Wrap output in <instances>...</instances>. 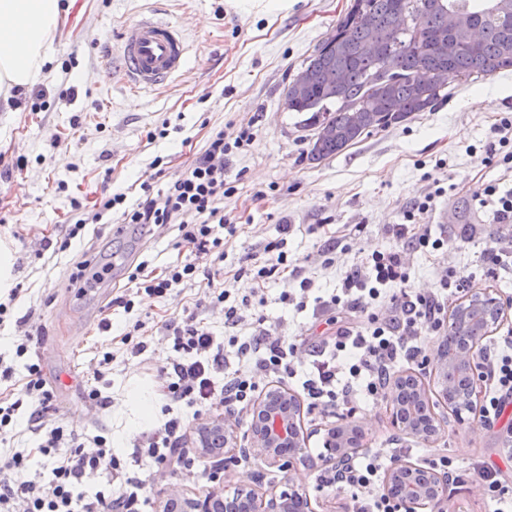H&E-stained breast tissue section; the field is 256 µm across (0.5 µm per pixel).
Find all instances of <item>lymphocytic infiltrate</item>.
<instances>
[{
	"label": "lymphocytic infiltrate",
	"instance_id": "f902f5d3",
	"mask_svg": "<svg viewBox=\"0 0 512 512\" xmlns=\"http://www.w3.org/2000/svg\"><path fill=\"white\" fill-rule=\"evenodd\" d=\"M254 138L249 125L240 128L231 142L226 141L223 130H212L194 160L164 189L157 191L150 182H142L143 197L135 205H127L122 192L101 197L89 211L79 200H72L75 220L59 252L69 250L87 225L101 223L116 209L121 212L122 223L143 233L166 224L177 225L179 235L172 247H191L193 258L170 263L158 273L149 271L147 262L142 261L128 279L135 282V292L158 297L180 294L198 278L203 263L215 265L224 260V237L237 231L222 208L225 196L234 191L228 179L229 161ZM434 203V195H426L404 211L401 223L388 225V233L401 241V249L373 251L362 267L347 272L340 292L313 296V279L303 276L300 266L288 264L291 227L282 224L276 238L263 247L264 262L252 268L254 287L249 293L235 296L225 288L209 291L204 297L206 305L223 309L224 325L233 329V336L214 335L191 315L166 321L164 328L176 356L159 370L154 390L185 403L187 410L152 421L137 435L131 453L135 467L131 470L121 468L119 460L112 458L105 437L87 435L69 428L61 418L49 417L53 395L45 387L39 364L31 360L30 336H21L15 355L25 359L27 374L18 399L0 395V443L11 440L22 424L37 445L0 457V512H137L139 493L147 478L194 466L195 458L185 454L180 440L203 414L219 407H247L258 390L257 376H269L280 383L297 374L303 346L278 336L263 314L248 319L241 313L266 280L277 273H291L297 284L296 289L280 294L282 304L299 311L314 307L336 328L335 336L310 351L312 358L302 383L304 396L331 415L352 414L360 403L377 400L403 367L422 358L423 337L443 335L448 301L467 286L464 276L442 262L436 267V288L421 293L408 286L406 255L438 258L448 244L430 225L419 221ZM349 317L356 319V329L339 327V320ZM232 361L237 364L233 370L228 367ZM483 366L480 418L492 425L512 405V336L503 337L485 355ZM37 455L44 457L50 479L31 473L28 462ZM105 458L112 466L113 481L120 485L119 492L79 494L78 486L96 474ZM383 468L381 455L373 452L353 459L344 473L323 476L322 484L345 489L352 512H401V502L384 491L380 481Z\"/></svg>",
	"mask_w": 512,
	"mask_h": 512
}]
</instances>
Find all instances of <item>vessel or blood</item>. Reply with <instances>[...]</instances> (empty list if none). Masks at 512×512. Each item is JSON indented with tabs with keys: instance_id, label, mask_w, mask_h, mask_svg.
Masks as SVG:
<instances>
[{
	"instance_id": "b4317fda",
	"label": "vessel or blood",
	"mask_w": 512,
	"mask_h": 512,
	"mask_svg": "<svg viewBox=\"0 0 512 512\" xmlns=\"http://www.w3.org/2000/svg\"><path fill=\"white\" fill-rule=\"evenodd\" d=\"M187 53L181 29L153 16L129 24L118 39L123 74L136 89L159 88L179 77Z\"/></svg>"
}]
</instances>
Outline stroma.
Listing matches in <instances>:
<instances>
[{"mask_svg":"<svg viewBox=\"0 0 512 512\" xmlns=\"http://www.w3.org/2000/svg\"><path fill=\"white\" fill-rule=\"evenodd\" d=\"M350 0H282L271 8L267 0H75L64 16L56 40V60L39 84L27 87L26 101L13 111L0 112V245L11 255L13 283L22 287L17 300L1 294L8 312L0 320V359L14 368V381L25 375L15 356L14 341L30 333L41 373L52 392L50 412L64 415L67 424L112 443L114 457L130 467V453L141 426L127 394L132 387L150 391L151 372L165 366L175 352L162 335L165 320L195 314L216 334L224 332V314L203 303L207 290L197 278L179 296L142 297L133 313L113 306L127 281L109 289L107 297L78 299L72 282L83 251L104 256L128 255L134 238L118 234L109 224H90L82 243L57 254L51 242L60 240L72 215V200L93 205L103 194L123 192L128 202L141 195L140 181L166 186L204 145L208 132L223 129L235 138L241 124L254 125L255 140L230 159L236 175L234 193L224 199V213L239 226L226 238L224 269L215 286L244 294L250 277L233 280L231 273L243 257L263 262L264 242L276 237V227H291L289 259L304 261L306 276L330 292L341 272L376 249L394 247L386 225L401 221L403 210L434 187H444L425 223L448 237L447 265L466 277L473 290L490 288L499 300L512 297V276L494 274L484 250L492 246L498 225L492 209L475 207L476 187L503 178V167L489 163L487 147L500 115L512 113V72L478 78L462 85L449 81L447 99L432 112L364 137L337 156L321 163L306 159L309 134L298 125L299 114L288 111L283 92L318 45L335 28ZM154 13L183 31L189 48L182 75L165 87L130 92L118 66H106L122 29L141 14ZM480 105H471L474 95ZM167 125L168 136L149 140L148 132ZM166 157L163 173L149 163ZM26 166L15 171L17 159ZM67 191H59V182ZM338 241L335 264L324 267L320 252L327 240ZM283 281L265 285L262 311L279 324L288 340L312 343L325 333L312 310H285L278 297ZM101 311L111 329L84 311ZM29 316L26 327L16 321ZM144 316L145 327L135 340L146 342L144 356L131 355L120 341L128 325ZM109 365H101L104 353ZM101 379H94V369ZM97 386L112 399L106 409L89 406L86 393ZM390 393L378 403H364L353 419L367 431L366 451L399 447L404 461L431 465L449 457L458 478L447 512H494L496 503L472 477L475 466L496 468L512 481V458L501 451V435L512 418L495 425L481 422L477 413L457 422L446 405L435 409L439 434L429 440L401 434L391 423ZM249 415L237 413V445L227 449L231 480L238 482L262 472L260 494L288 488L306 491L315 512H348L343 491L319 488V469H304L288 477L245 454ZM181 487L192 497L212 487V473L192 468L151 480L146 491L152 512H161L163 493Z\"/></svg>","mask_w":512,"mask_h":512,"instance_id":"obj_1","label":"stroma"}]
</instances>
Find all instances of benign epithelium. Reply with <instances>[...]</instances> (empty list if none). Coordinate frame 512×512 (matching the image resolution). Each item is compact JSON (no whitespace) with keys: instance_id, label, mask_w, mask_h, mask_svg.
Wrapping results in <instances>:
<instances>
[{"instance_id":"1","label":"benign epithelium","mask_w":512,"mask_h":512,"mask_svg":"<svg viewBox=\"0 0 512 512\" xmlns=\"http://www.w3.org/2000/svg\"><path fill=\"white\" fill-rule=\"evenodd\" d=\"M448 28L455 39L443 42L440 53L443 56L454 54L461 43L473 42L479 37V28L471 18L448 11ZM301 406L288 400V393L279 387L270 388L254 407L250 422L248 453L253 457L292 472L299 465H307L300 456L299 444L303 437L298 418ZM395 426L417 438L429 439L437 436L434 422H429V431L421 432L410 424L404 415L393 417ZM235 417L227 413L201 424L197 430V451L219 457L224 449L234 446ZM360 451L351 436L340 441L336 435L326 437L324 452L319 460L324 465L333 466L348 461ZM400 484L407 497L402 503L408 512L425 506H433L436 512H447L448 475L417 463L404 462L392 467L384 480V488L391 491ZM239 494L234 498L224 497L223 487L213 488L204 498H186L179 488L172 486L165 491L163 506L165 512H296V491H283L269 497L256 496L250 483L238 486Z\"/></svg>"}]
</instances>
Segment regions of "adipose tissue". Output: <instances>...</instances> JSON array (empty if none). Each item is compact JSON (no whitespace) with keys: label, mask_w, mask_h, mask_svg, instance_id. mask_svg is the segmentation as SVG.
Returning a JSON list of instances; mask_svg holds the SVG:
<instances>
[{"label":"adipose tissue","mask_w":512,"mask_h":512,"mask_svg":"<svg viewBox=\"0 0 512 512\" xmlns=\"http://www.w3.org/2000/svg\"><path fill=\"white\" fill-rule=\"evenodd\" d=\"M63 0H0V100L41 81L52 62Z\"/></svg>","instance_id":"obj_1"}]
</instances>
